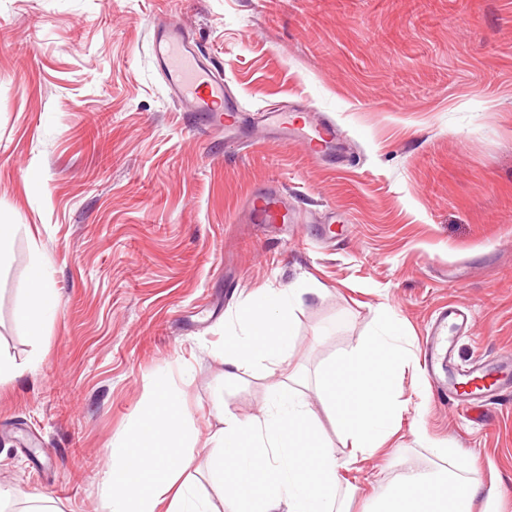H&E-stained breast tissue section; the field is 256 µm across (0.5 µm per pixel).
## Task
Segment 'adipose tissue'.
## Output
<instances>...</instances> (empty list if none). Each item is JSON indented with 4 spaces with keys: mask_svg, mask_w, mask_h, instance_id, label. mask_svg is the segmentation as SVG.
I'll list each match as a JSON object with an SVG mask.
<instances>
[{
    "mask_svg": "<svg viewBox=\"0 0 512 512\" xmlns=\"http://www.w3.org/2000/svg\"><path fill=\"white\" fill-rule=\"evenodd\" d=\"M306 292L303 286L264 292L237 314L223 338L225 380L251 369L268 382L260 417L244 420L220 408L209 435L199 437L168 374L158 377L164 401L147 403L109 450L106 512H219L201 488L205 482L232 512H336L341 469L374 457L395 432L401 404L390 372L404 358V338L393 319L383 316L365 342L326 369L320 396L350 445L347 460H340L302 390L300 374L288 368L295 312ZM56 309L47 269L34 264L18 321L36 338ZM429 451L452 460L453 469L406 474L367 512H472L480 495L484 512H499L498 487L485 490L469 479L476 466L464 451L436 444ZM201 455L207 462L202 483L186 476Z\"/></svg>",
    "mask_w": 512,
    "mask_h": 512,
    "instance_id": "obj_1",
    "label": "adipose tissue"
}]
</instances>
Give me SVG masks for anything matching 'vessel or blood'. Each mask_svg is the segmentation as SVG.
<instances>
[{
	"instance_id": "1",
	"label": "vessel or blood",
	"mask_w": 512,
	"mask_h": 512,
	"mask_svg": "<svg viewBox=\"0 0 512 512\" xmlns=\"http://www.w3.org/2000/svg\"><path fill=\"white\" fill-rule=\"evenodd\" d=\"M150 49L171 99L191 113L195 124L210 132L223 131L227 140H242L244 122L238 104L226 94L222 74L213 67L184 25L171 21L155 25ZM263 120L267 128L279 132L283 143H302L311 156L319 157L336 150L337 132L333 123L312 129L299 127L284 107L264 109ZM247 211L250 223L260 226L290 221L287 206L275 192L251 197ZM467 321V315L459 308L442 309L432 327L431 355L440 356L448 347L449 329L464 330ZM496 374V361H476L465 373L468 397H485L495 391L498 387Z\"/></svg>"
}]
</instances>
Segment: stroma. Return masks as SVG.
I'll use <instances>...</instances> for the list:
<instances>
[{"label":"stroma","mask_w":512,"mask_h":512,"mask_svg":"<svg viewBox=\"0 0 512 512\" xmlns=\"http://www.w3.org/2000/svg\"><path fill=\"white\" fill-rule=\"evenodd\" d=\"M158 17L192 28L223 71L248 113L243 146L169 99ZM276 103L333 121L335 157L263 132L258 111ZM270 184L306 215L302 233L242 223ZM1 222L20 231L0 265V353L23 372L0 384V491L102 512L108 450L160 398L158 373L191 368L182 401L207 434L225 324L304 283L290 363L338 458L324 370L382 313L406 339L400 428L344 471L347 512L433 469L430 441L476 457L512 512V391L462 409L421 358L452 305L470 319L457 363H512V0H0ZM38 258L60 304L35 340L15 313ZM224 402L260 415L265 380L242 374Z\"/></svg>","instance_id":"stroma-1"}]
</instances>
